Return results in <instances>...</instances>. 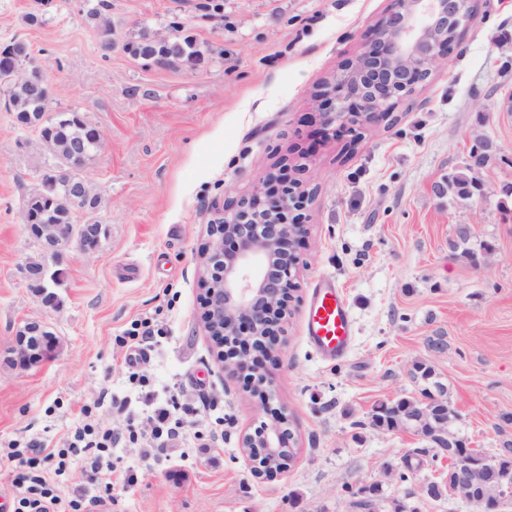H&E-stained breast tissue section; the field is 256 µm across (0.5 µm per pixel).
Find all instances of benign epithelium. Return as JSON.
Instances as JSON below:
<instances>
[{
  "mask_svg": "<svg viewBox=\"0 0 512 512\" xmlns=\"http://www.w3.org/2000/svg\"><path fill=\"white\" fill-rule=\"evenodd\" d=\"M474 20L473 0H392L390 9L368 29L363 50L342 62L314 94L326 105L323 123L334 131L355 132L365 125L393 119L400 104L414 98L450 57V45L460 39ZM44 96L50 85L43 70L23 68L13 56L0 55V70ZM37 193L45 195L67 187L64 198H95L94 188L83 172L40 174ZM314 194L297 182L287 183L270 172L267 185L248 196H227L215 208L208 239L201 246L204 292L202 322L218 349L224 367L256 369L254 356L279 349L291 306L298 301L296 277L298 249L308 236V225L290 219ZM100 225L32 224L24 220L28 238L40 249L43 263L27 260L21 266L24 282L46 308L58 306L51 291L48 262L58 263L75 247L85 255L98 250ZM48 325L25 321L18 327L11 361L33 366L51 353H42ZM438 397L419 398L401 405L395 415L407 429L419 433L448 459L444 484H428L426 493L448 495L477 506L483 512H499L512 495V443L496 454H484L452 428L447 408ZM242 449L256 463L255 472L273 479L288 468L296 441L283 420L262 422L241 439Z\"/></svg>",
  "mask_w": 512,
  "mask_h": 512,
  "instance_id": "benign-epithelium-1",
  "label": "benign epithelium"
}]
</instances>
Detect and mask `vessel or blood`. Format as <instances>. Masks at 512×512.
<instances>
[{
	"instance_id": "b4317fda",
	"label": "vessel or blood",
	"mask_w": 512,
	"mask_h": 512,
	"mask_svg": "<svg viewBox=\"0 0 512 512\" xmlns=\"http://www.w3.org/2000/svg\"><path fill=\"white\" fill-rule=\"evenodd\" d=\"M355 323L346 299L335 280H319L311 293L306 318L308 345L327 361L342 358L351 348Z\"/></svg>"
}]
</instances>
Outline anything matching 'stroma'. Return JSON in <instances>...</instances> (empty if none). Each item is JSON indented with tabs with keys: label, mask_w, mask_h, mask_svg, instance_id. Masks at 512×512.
Masks as SVG:
<instances>
[{
	"label": "stroma",
	"mask_w": 512,
	"mask_h": 512,
	"mask_svg": "<svg viewBox=\"0 0 512 512\" xmlns=\"http://www.w3.org/2000/svg\"><path fill=\"white\" fill-rule=\"evenodd\" d=\"M474 4L447 67L395 122L363 128L355 143L325 130L312 94L391 0H0V46L24 41L52 86V111H80L104 135L84 169L99 204L75 219L105 228L96 254L69 251L53 288L59 306L43 308L20 267L37 254L23 207L45 156L1 94L0 512L14 510L16 450L43 458L71 497L89 460L70 442L88 421L126 435L98 512H357L363 485L381 491L387 512H477L427 496L448 463L430 457L426 439L366 424L375 406L417 395L413 366L424 361L476 447L512 440L502 421L512 415V199L500 194L512 185V0ZM175 34L192 36L200 61L136 55L145 40ZM481 140L494 145L481 195H439ZM285 159V176L317 193L298 212L310 233L283 348L258 364L270 413L298 442L269 479L240 450L259 399L224 373L200 323L198 246L225 191L250 194ZM459 224L471 225L472 248L492 244L484 262L450 251ZM322 276L336 279L355 322L353 346L335 362L314 355L303 332ZM147 317L159 332L140 345L145 361L128 363V334ZM26 320L46 322L59 341L30 368L9 362ZM173 396L205 408L168 451L147 454L149 415ZM54 449L68 452L60 476L45 459Z\"/></svg>",
	"instance_id": "obj_1"
}]
</instances>
